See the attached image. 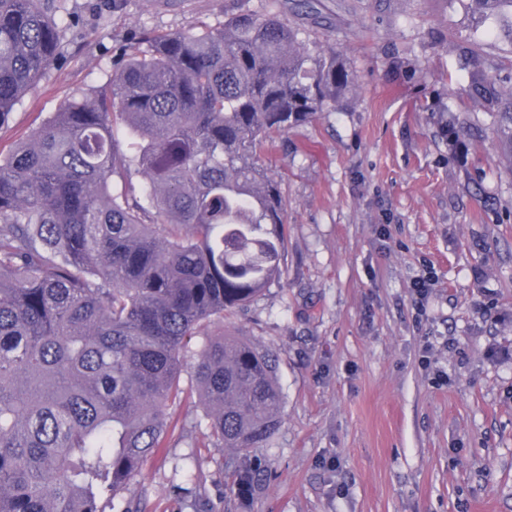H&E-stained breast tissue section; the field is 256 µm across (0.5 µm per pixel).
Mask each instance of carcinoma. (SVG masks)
<instances>
[{
    "mask_svg": "<svg viewBox=\"0 0 512 512\" xmlns=\"http://www.w3.org/2000/svg\"><path fill=\"white\" fill-rule=\"evenodd\" d=\"M466 7L512 20V0ZM57 12L0 0V127L58 55ZM352 82L341 53L270 14L145 33L95 94L0 158V512H105L164 446L188 342L282 274L286 201L258 148ZM472 91L500 104L512 162V92ZM277 372L242 336L203 341L193 377L224 447L266 446Z\"/></svg>",
    "mask_w": 512,
    "mask_h": 512,
    "instance_id": "carcinoma-1",
    "label": "carcinoma"
}]
</instances>
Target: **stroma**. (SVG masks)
<instances>
[{"mask_svg":"<svg viewBox=\"0 0 512 512\" xmlns=\"http://www.w3.org/2000/svg\"><path fill=\"white\" fill-rule=\"evenodd\" d=\"M298 3L61 0L60 52L0 127L5 154L98 90L142 33L228 15L276 12L352 72L335 111L258 151L287 200L281 277L188 346L225 332L272 350L279 429L234 455L184 366L176 429L113 512H512V164L494 101L470 91L476 75L512 90V43L473 29L461 0ZM245 466L261 477L243 499Z\"/></svg>","mask_w":512,"mask_h":512,"instance_id":"35a3bbf8","label":"stroma"}]
</instances>
